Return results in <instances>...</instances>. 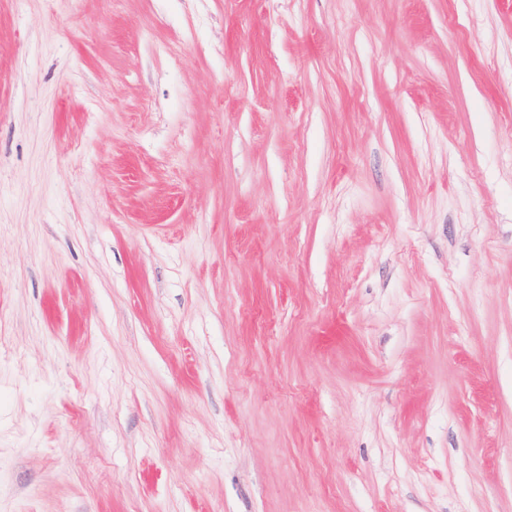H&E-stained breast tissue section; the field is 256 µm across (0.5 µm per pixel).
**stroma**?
<instances>
[{
    "label": "stroma",
    "instance_id": "obj_1",
    "mask_svg": "<svg viewBox=\"0 0 512 512\" xmlns=\"http://www.w3.org/2000/svg\"><path fill=\"white\" fill-rule=\"evenodd\" d=\"M0 512H512V0H0Z\"/></svg>",
    "mask_w": 512,
    "mask_h": 512
}]
</instances>
